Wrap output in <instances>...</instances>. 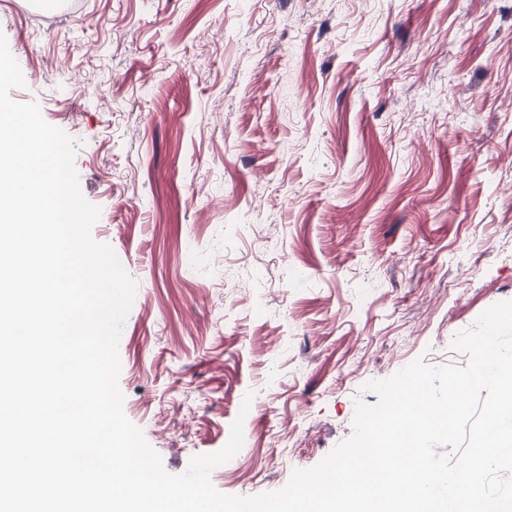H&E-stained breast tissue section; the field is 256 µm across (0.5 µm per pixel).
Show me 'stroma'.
I'll list each match as a JSON object with an SVG mask.
<instances>
[{
    "instance_id": "1",
    "label": "stroma",
    "mask_w": 512,
    "mask_h": 512,
    "mask_svg": "<svg viewBox=\"0 0 512 512\" xmlns=\"http://www.w3.org/2000/svg\"><path fill=\"white\" fill-rule=\"evenodd\" d=\"M0 34L137 283L118 385L167 472L246 402L211 482L281 490L512 301V0H0Z\"/></svg>"
}]
</instances>
